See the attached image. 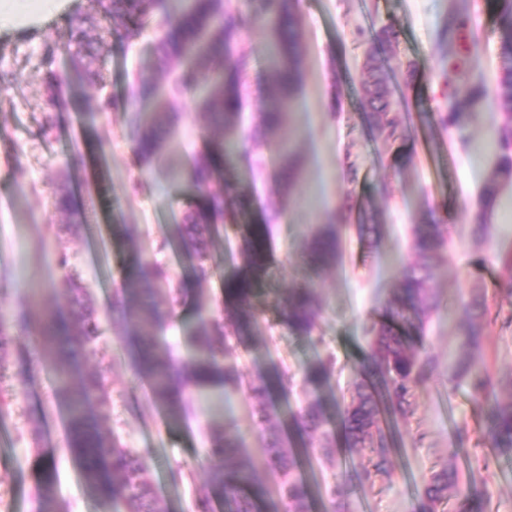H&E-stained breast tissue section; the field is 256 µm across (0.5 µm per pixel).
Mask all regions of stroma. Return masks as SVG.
Wrapping results in <instances>:
<instances>
[{"label":"stroma","instance_id":"stroma-1","mask_svg":"<svg viewBox=\"0 0 512 512\" xmlns=\"http://www.w3.org/2000/svg\"><path fill=\"white\" fill-rule=\"evenodd\" d=\"M99 11L98 0H56L48 14L32 0L24 16L0 23V282L9 286L0 293V315L67 309L63 284L70 277L90 288L100 334L76 372L105 375L110 399L102 429L117 434L148 462L159 512H195L197 500L205 496L211 512H225L209 482V430L218 425L240 439L243 455L257 463L266 499L256 508L263 512L266 500L279 494L276 477L262 464V442L274 433L287 447L308 446L287 413L317 398L326 404L336 453L329 460L311 459L300 470L311 486L309 512H325L326 487L367 467V451L343 445L341 398L369 350L365 330L384 320L400 273L414 260L415 229L432 212L448 245L446 260L434 270V286L445 306L407 336L415 353L437 358L438 369L416 390L412 415L389 424L395 440L390 476L359 487L349 512H421L426 480L450 464L463 476L488 467L483 512H512V454L493 446L485 408L474 401L467 381L454 374L463 305L473 294L485 293L483 347L473 359L502 378L499 398L512 397V294L507 291L512 272L503 265L512 256V186L501 191L502 205L488 236H475L469 226L493 178V159H485L478 177L471 175L468 160L474 145L487 140L500 121L495 88L506 31L499 16L485 0H299L303 82L289 122L293 150L302 161L297 187L286 196L271 178L253 191L243 178H216L211 191L241 193L240 223L220 227L213 237L211 275L201 281L171 230L196 195L184 169L224 133L206 127L196 92H184L172 102L180 121L168 162L141 168L125 126L131 81L137 77L162 85L170 74L159 61L153 29L132 41L120 32L99 41ZM451 13L467 18L469 29L482 38L483 49L470 66L489 90L477 117L461 131L439 124L453 102L445 72L464 55L460 42L446 43L437 35ZM77 16L94 47L91 65L100 69L106 87L85 80L79 89L64 86L53 97L50 75L73 80L82 65L71 54L76 46L71 20ZM387 24L396 38L384 57L402 121L394 142L374 131L362 85L365 58L377 50L371 35ZM264 42L265 29L258 25L234 47L235 55L250 61L251 94L242 122L251 129L266 105ZM102 92L114 101L105 115L93 110ZM136 180L141 188L129 194ZM62 183L72 197L68 211L51 205ZM273 208L281 209L282 217L272 227L273 242L261 266L242 269L226 252L225 237L240 236ZM335 210L348 216L340 257L335 266L318 271L303 242ZM61 251L69 256L68 267L56 262ZM140 258L161 266L169 282L181 286L172 320L159 326L136 327L112 314L119 286ZM236 280L250 285L244 312L254 322V338L226 350L224 365L245 383L266 376L278 415L262 420L248 395L228 402L223 387L216 386L196 395L181 421H168L135 374V339L157 337L163 356L186 362L194 350L183 325L201 314L223 313L224 286ZM169 282L160 283L155 295L164 308L170 305ZM297 287L313 289L321 302L322 347L311 346L284 320L288 295ZM12 334L10 357L0 368V389L16 397L0 416V512H36V488L50 462L68 512H106V505L85 489L67 452L65 413L48 366L35 356V335L20 328ZM323 351L335 355L337 368L322 386L299 383L281 389L282 372L303 374ZM36 433L41 436L37 450L32 447ZM458 446L464 454L452 456Z\"/></svg>","mask_w":512,"mask_h":512}]
</instances>
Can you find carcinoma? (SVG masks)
I'll return each mask as SVG.
<instances>
[{
  "label": "carcinoma",
  "instance_id": "cac0c4a2",
  "mask_svg": "<svg viewBox=\"0 0 512 512\" xmlns=\"http://www.w3.org/2000/svg\"><path fill=\"white\" fill-rule=\"evenodd\" d=\"M102 30L112 34L114 26L123 27L126 37L138 36L143 28L153 23L159 32L157 51L174 72L169 86L135 81L133 98L127 111L126 123L133 150L140 166L158 163L164 158L166 142L171 138L177 122L170 109L171 99L188 90L198 93V110L210 127L224 130V141L197 156L185 170L188 179L199 193V200L188 204L183 223L175 225L179 242L194 262L198 276L206 278L210 269L205 266L207 238L219 232L217 221L226 224L238 222L239 213L228 195L212 194L207 187L222 167L240 159L250 177L263 170L247 146L236 137V124L243 107L246 91L247 61L233 54L241 36L257 24L270 35L268 51L270 81L266 88L268 103L260 113L259 124L265 136H277L288 123L301 80V56L297 32V0H248L247 9L230 4V0H192L185 10L176 12L167 0H99ZM446 84L451 88L453 105L440 115V124L459 128L474 118V108L487 90L469 83L466 68L454 63L448 68ZM365 89L369 111L376 117V128L387 139L396 137L399 120L391 107L387 74L378 59L366 63ZM503 121L496 131L500 151L495 156L497 180L488 185L482 195L481 207L471 219L474 234L485 237L491 231V209L502 184L512 182V48L502 52L501 76L497 88ZM152 100L155 103L153 119L143 123L136 103ZM298 159L283 149L276 161L275 178L294 187L297 182ZM281 213L269 215L265 224L253 227L249 237L237 245V256L246 267L256 265L257 253L265 246L270 225L277 223ZM310 260L317 266L336 263L339 256L340 225L326 224L306 242ZM444 240L435 219L416 228L413 251L416 260L401 274L396 310L389 320L372 328L370 350L364 369L379 371L387 378V387L379 393L376 387L362 377L353 383L349 400L343 402L341 434L345 447L369 449L370 468L355 478L333 485L330 490L329 512H346V501L354 484L368 481L372 474L388 475L390 444L382 427V414L406 418L412 414L410 398L416 388L431 379L435 360L422 358L409 351L406 337L399 323L401 310L412 311L413 318L424 323L426 318L443 306L433 287V268L441 257ZM168 280L162 268L148 260L140 261L122 289L123 298L112 305L133 325H155L163 321L166 312L153 298L154 283ZM72 308L67 312L48 310L41 314L23 312L14 319L22 328L31 326L38 333L42 360L52 369L56 379L57 395L62 399L68 426V452L82 466V475L88 487L111 505V512H159L156 495L149 478V466L128 451L120 438H107L101 431L92 402L104 403L107 381L100 374H90L75 382L73 368L83 352L90 349L99 335L87 287L67 281ZM249 293L244 280L224 290V304L242 307ZM486 303L475 297L466 305L467 321L462 344L477 349L482 339V319ZM321 304L309 288H294L288 296L286 317L292 331L315 344L322 343L318 332ZM253 322L244 315H231L222 321L200 318L186 330L195 349V356L178 365L160 355V347L152 336L141 339L139 347L148 357L136 363L139 378L145 380L165 416L176 421L183 416L195 390L215 385L224 386V401L244 391L256 402L261 417L268 418L273 410L268 398L266 378L257 376L246 386L239 384L235 375L224 367V344L233 339L239 344L252 340ZM336 357L327 353L305 374V381L321 383L333 372ZM458 375L469 381L473 399L489 404L488 435L497 448L512 450V400L507 403L489 402L494 379L485 368L469 361L460 363ZM294 419L300 431L315 437L327 436L325 408L314 400L299 407ZM242 444L224 431H214L210 438L209 455L211 486L224 496L228 512H254L253 501L239 495V491L254 488L255 468L242 456ZM264 458L279 477L280 503L272 504L271 512H309L311 491L309 484L294 471L302 466V451L282 446L279 437L265 442ZM483 470L470 471L462 479L450 467L432 474L425 488L424 512H435L442 501L456 500L457 512H478L481 508V487L486 482ZM37 498L39 512H64L60 507L53 465L44 469L39 482Z\"/></svg>",
  "mask_w": 512,
  "mask_h": 512
}]
</instances>
